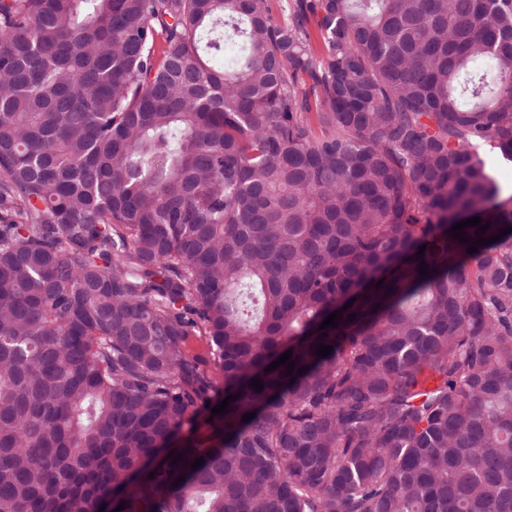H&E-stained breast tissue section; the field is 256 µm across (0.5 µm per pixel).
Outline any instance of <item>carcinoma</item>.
I'll return each mask as SVG.
<instances>
[{
	"label": "carcinoma",
	"mask_w": 512,
	"mask_h": 512,
	"mask_svg": "<svg viewBox=\"0 0 512 512\" xmlns=\"http://www.w3.org/2000/svg\"><path fill=\"white\" fill-rule=\"evenodd\" d=\"M487 150L512 0H0V512H512Z\"/></svg>",
	"instance_id": "cac0c4a2"
}]
</instances>
